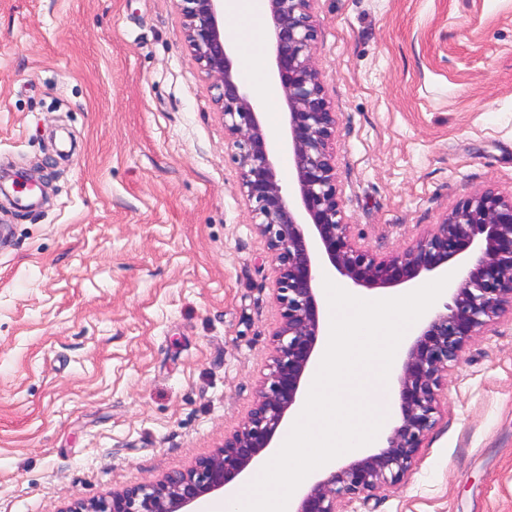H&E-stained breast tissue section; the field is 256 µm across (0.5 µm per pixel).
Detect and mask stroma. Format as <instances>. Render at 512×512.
<instances>
[{
	"instance_id": "stroma-1",
	"label": "stroma",
	"mask_w": 512,
	"mask_h": 512,
	"mask_svg": "<svg viewBox=\"0 0 512 512\" xmlns=\"http://www.w3.org/2000/svg\"><path fill=\"white\" fill-rule=\"evenodd\" d=\"M355 241L512 195V0H313ZM0 512L187 469L268 372L276 270L176 0H0ZM340 512H512V319L448 372L411 477Z\"/></svg>"
}]
</instances>
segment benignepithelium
Instances as JSON below:
<instances>
[{
	"label": "benign epithelium",
	"instance_id": "benign-epithelium-1",
	"mask_svg": "<svg viewBox=\"0 0 512 512\" xmlns=\"http://www.w3.org/2000/svg\"><path fill=\"white\" fill-rule=\"evenodd\" d=\"M185 40L215 91L224 138L253 224L277 268L280 322L272 333L269 373L256 400L224 445L189 468L77 501L68 512H191L215 492L264 462L279 429L303 395L322 333L318 283L327 269L353 285L387 288L423 273H440L448 260L470 256L451 302L434 310L409 344L398 369V418L382 448L359 456L312 483L294 512H339L363 505L406 482L426 436L438 425L448 370L471 340L512 315V199L487 189L454 205L410 247L377 257L359 246L344 223L332 144L336 113L313 60L318 38L312 0H267L271 74L287 106L284 136L293 160L292 193L283 190L260 101L241 83L236 46L224 31V0H176Z\"/></svg>",
	"mask_w": 512,
	"mask_h": 512
}]
</instances>
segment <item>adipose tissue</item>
<instances>
[{
  "label": "adipose tissue",
  "instance_id": "1",
  "mask_svg": "<svg viewBox=\"0 0 512 512\" xmlns=\"http://www.w3.org/2000/svg\"><path fill=\"white\" fill-rule=\"evenodd\" d=\"M224 10L236 20L230 35L243 49L242 74L259 96L267 112H275L279 92L276 83L266 75L265 66L259 52V45L265 36L263 0H225Z\"/></svg>",
  "mask_w": 512,
  "mask_h": 512
}]
</instances>
